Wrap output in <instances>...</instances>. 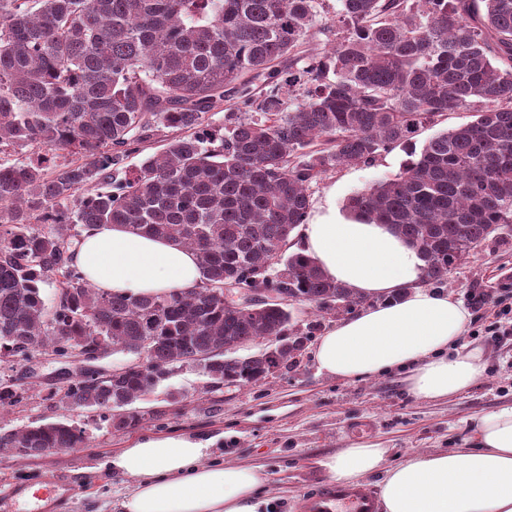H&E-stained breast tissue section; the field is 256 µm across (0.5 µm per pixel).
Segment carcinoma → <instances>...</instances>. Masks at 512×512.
I'll list each match as a JSON object with an SVG mask.
<instances>
[{"label": "carcinoma", "instance_id": "obj_1", "mask_svg": "<svg viewBox=\"0 0 512 512\" xmlns=\"http://www.w3.org/2000/svg\"><path fill=\"white\" fill-rule=\"evenodd\" d=\"M337 2L336 44L293 72L275 65L297 55L320 0H0V364L149 341L143 368L59 387L61 404L116 431L138 425L130 405L185 368L203 366L213 391L266 380L313 334L294 304H359L283 250L306 221L309 186L410 143L447 112L476 108L344 208L391 225L439 284L501 238L512 224V0ZM256 80L267 86L259 96ZM226 100L224 132L208 129ZM161 128L175 132L165 150L112 180ZM25 149L39 158H4ZM61 155L70 160L50 163ZM102 224L194 249L200 284L129 298L96 288L73 255ZM226 282L278 301L240 308L214 295ZM256 341L266 347L226 356ZM16 401V384L0 378V406ZM84 441L66 420L0 428V451L21 456Z\"/></svg>", "mask_w": 512, "mask_h": 512}]
</instances>
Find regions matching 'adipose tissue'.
<instances>
[{"mask_svg": "<svg viewBox=\"0 0 512 512\" xmlns=\"http://www.w3.org/2000/svg\"><path fill=\"white\" fill-rule=\"evenodd\" d=\"M297 245L363 305L324 331L313 349L319 372L364 381L407 371L409 393L437 400L469 389L485 369L479 350L457 345L471 318L461 301L425 283L420 252L387 224L315 211ZM74 262L90 283L122 296L180 294L198 286L196 251L137 235L120 224L85 232ZM466 447L390 463L389 451L354 443L321 460L329 477L355 484L379 473L382 512H512V405L466 420ZM188 436L144 439L112 456L134 483L123 512H265L261 468L211 464Z\"/></svg>", "mask_w": 512, "mask_h": 512, "instance_id": "adipose-tissue-1", "label": "adipose tissue"}]
</instances>
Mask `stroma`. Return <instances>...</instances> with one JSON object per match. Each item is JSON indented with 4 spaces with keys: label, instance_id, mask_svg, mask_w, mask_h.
<instances>
[{
    "label": "stroma",
    "instance_id": "35a3bbf8",
    "mask_svg": "<svg viewBox=\"0 0 512 512\" xmlns=\"http://www.w3.org/2000/svg\"><path fill=\"white\" fill-rule=\"evenodd\" d=\"M336 0H321L318 22L303 47V58L330 49L336 42L332 18ZM472 111L450 112L435 124L420 128L411 146L381 152L371 163L335 169L311 184L310 205L328 200L344 203L354 191L396 174L408 158L409 148H422L437 132L471 121ZM512 281V233L503 245L485 246L453 269L444 284L471 319L462 345L482 349L486 367L459 396L420 401L407 387L406 375L397 371L366 381L332 379L320 374L311 347H304L295 363L262 383L247 388L206 390L200 370L186 369L163 381L154 392L136 401L145 418L132 429L117 432L97 414L82 410L62 412L53 393L60 386L59 364L50 356L37 360L36 374L27 362L0 366V377L14 379L25 388L23 399L0 410V425L20 428L60 418L85 430L82 447L37 458L0 455V486L12 482L40 483L60 478L73 485L74 495L52 512H122L131 492L130 479L112 471V454L137 441L163 436H190L208 443L214 463H241L262 467L268 475L273 512H302L301 502L312 481L325 480L319 462L354 442L376 443L390 449L394 460L409 455L461 447L466 437L464 419L512 404V335L493 336L486 328L512 321L497 320L499 299L512 297L505 287ZM493 296L484 308L471 305L474 291ZM182 393L174 401L173 393Z\"/></svg>",
    "mask_w": 512,
    "mask_h": 512
}]
</instances>
